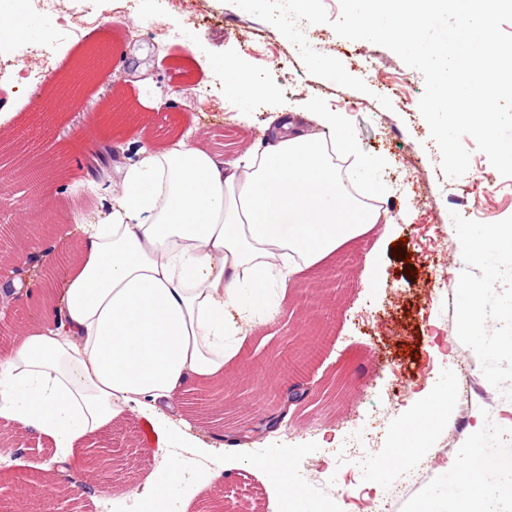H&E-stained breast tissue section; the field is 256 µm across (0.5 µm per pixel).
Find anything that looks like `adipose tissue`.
I'll return each mask as SVG.
<instances>
[{"instance_id":"adipose-tissue-1","label":"adipose tissue","mask_w":512,"mask_h":512,"mask_svg":"<svg viewBox=\"0 0 512 512\" xmlns=\"http://www.w3.org/2000/svg\"><path fill=\"white\" fill-rule=\"evenodd\" d=\"M216 67L225 96L265 94L239 59ZM324 136L279 113L263 147L223 156L201 143L146 144L124 170L112 211L80 225L79 252L30 324L0 344V419L51 438L63 459L124 408L151 421L160 447L207 457L182 399L224 381L255 330L278 313L298 275L380 223L344 185L328 147L354 149L329 108L310 105ZM469 261L512 252V225L462 224ZM300 512H323L291 478V453L262 460ZM186 462L168 454L135 496L143 512H183Z\"/></svg>"}]
</instances>
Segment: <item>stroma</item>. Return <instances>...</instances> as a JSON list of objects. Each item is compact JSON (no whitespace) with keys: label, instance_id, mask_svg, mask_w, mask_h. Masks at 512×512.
<instances>
[{"label":"stroma","instance_id":"obj_1","mask_svg":"<svg viewBox=\"0 0 512 512\" xmlns=\"http://www.w3.org/2000/svg\"><path fill=\"white\" fill-rule=\"evenodd\" d=\"M323 4L329 21L305 27L307 41L362 78L367 92L308 73L290 41L232 0H88L89 25L52 56L40 54L37 37L0 51V68L21 75L0 86V113L8 115L0 122V139L27 132L20 150L32 161L55 158L65 165L67 176L49 188L79 205L74 216L30 225L47 245L74 234L75 222L110 213L111 186L74 163L109 140L120 150L117 172L138 164L148 142L203 139L212 151L234 159L265 141L280 112L296 113L303 132L322 134L311 114L297 110L299 100L307 99L335 109L353 132L356 150L337 147L339 166L362 156L382 162L374 200L383 224L308 270L245 348L262 365L285 354L316 356L314 365L288 374L256 376L249 393L266 395L263 413L274 409L270 391L287 390L291 383L308 388V398L272 434L245 441L228 433L199 470L187 472L186 512H204L222 494L249 501L253 512H281L276 484L254 465L276 448L292 449L294 481L328 512H422L431 496L437 512H458L448 479L465 475L473 451L512 459V346L504 342L512 336V254L464 262L454 230L469 209L482 212L485 223L512 224V177L502 176L469 137L463 140L471 152L467 173L446 177L419 110L422 74L385 47L339 37L331 23L341 15L340 0ZM144 19L153 30L134 35ZM99 45L108 51V64L84 87L78 105L46 109L45 81L34 80L33 72L60 80L88 48ZM225 53L260 79L266 97L246 106L225 97L224 78L214 64ZM201 83L212 89L209 102L197 95ZM118 90L132 111L113 113V134L87 133L90 120ZM383 96L391 108L381 106ZM399 240L405 243L402 258L393 247ZM410 267L417 276L407 275ZM461 281L484 287L480 347L461 330ZM445 383L452 404L444 423L432 428L427 450L375 480L371 468L396 445L400 424ZM141 424L135 413L120 412L105 434L79 441L65 467L50 438L1 423L0 437L9 445L0 452V480L23 482L25 512H40L58 493L67 496L71 512H136L135 490L164 458L157 446L143 443ZM105 445L124 467L103 495L85 451ZM470 507L512 512V480L497 469L482 473Z\"/></svg>","mask_w":512,"mask_h":512}]
</instances>
